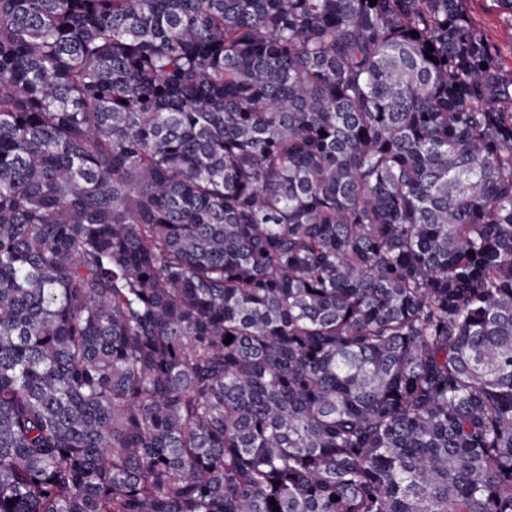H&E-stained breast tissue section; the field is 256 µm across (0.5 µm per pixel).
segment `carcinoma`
<instances>
[{"label":"carcinoma","instance_id":"carcinoma-1","mask_svg":"<svg viewBox=\"0 0 512 512\" xmlns=\"http://www.w3.org/2000/svg\"><path fill=\"white\" fill-rule=\"evenodd\" d=\"M276 506L512 512V69L465 0H0V512Z\"/></svg>","mask_w":512,"mask_h":512}]
</instances>
